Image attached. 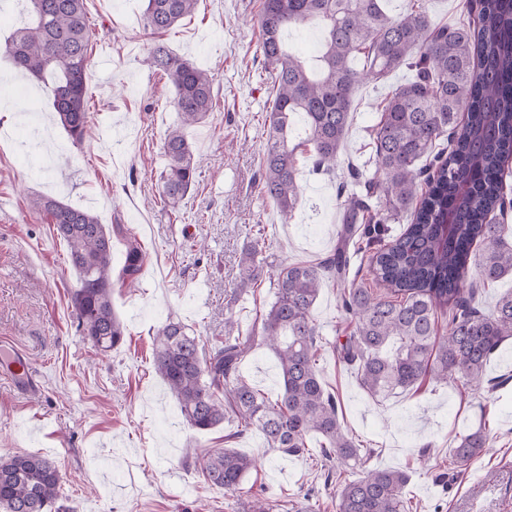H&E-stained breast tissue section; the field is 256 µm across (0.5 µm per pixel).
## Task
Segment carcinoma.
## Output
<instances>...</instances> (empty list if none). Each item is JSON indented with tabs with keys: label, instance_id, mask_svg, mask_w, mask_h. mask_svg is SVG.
<instances>
[{
	"label": "carcinoma",
	"instance_id": "cac0c4a2",
	"mask_svg": "<svg viewBox=\"0 0 512 512\" xmlns=\"http://www.w3.org/2000/svg\"><path fill=\"white\" fill-rule=\"evenodd\" d=\"M29 22L15 29L4 52L23 74L41 82L57 122L75 145L90 128L86 99L92 28L86 0H22ZM383 0H263L257 18L260 51L272 74L274 96L266 113V147L260 188L282 215L293 216L301 189L297 156L328 170L343 148L355 89L406 66L412 79L397 86L370 129L376 164L372 176L351 171L354 189L340 191L341 228L336 249L319 263L277 266L259 243L239 264L240 286L269 280L273 300L247 337L224 322V339L200 344L186 326L170 321L156 332L154 366L176 397L183 420L197 431L228 421L230 440L256 428L267 446L284 455L308 454L307 437H323V459L336 463L337 512H413L401 469H363L371 449L361 447L338 414L336 396L323 385L317 365L320 327L312 316L321 289L341 287L342 309L353 324L337 358L357 370L361 387L386 399L421 387L430 378L471 391L486 383V365L512 338V292L493 312L476 306L469 282L476 268L482 283L512 276V226L504 223L512 192V0H467V22L448 27L412 3L397 16ZM198 0H146L143 28L160 35L192 15ZM314 20L323 23L320 55L310 64L287 52L284 35ZM360 55L363 68L352 60ZM171 84L180 125L163 141L161 197L174 204L195 183L197 155L183 128L214 110V79L157 40L145 57ZM306 137L290 144L297 116ZM69 247L79 287L71 296L78 326L102 354L124 336L112 308V238L125 241L118 279L134 280L146 253L120 221L108 227L97 215L52 196L31 200ZM406 229L386 241L387 222ZM368 258L377 283L390 290L375 297L348 280L351 256ZM448 315V335H437V311ZM260 341L278 360L283 389L275 402L244 378L241 365ZM485 427L460 436L448 450L455 475L486 452ZM255 468L232 448L209 454L202 472L214 486L234 491ZM61 474L35 454L0 457V512H61Z\"/></svg>",
	"mask_w": 512,
	"mask_h": 512
}]
</instances>
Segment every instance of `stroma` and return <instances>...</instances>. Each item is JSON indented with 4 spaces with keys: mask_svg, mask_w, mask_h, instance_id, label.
Here are the masks:
<instances>
[{
    "mask_svg": "<svg viewBox=\"0 0 512 512\" xmlns=\"http://www.w3.org/2000/svg\"><path fill=\"white\" fill-rule=\"evenodd\" d=\"M261 2L199 0L163 37L216 76L214 110L189 131L202 159L196 182L175 207L161 199L158 179L163 139L178 116L166 76L142 63L150 43L140 24L144 0H86L103 38L91 53L93 120L82 145L54 124L48 91L14 76L0 50V352L25 351L38 380L34 393L21 395L0 376V456L31 453L54 462L70 512H247L260 492L273 512H336V478L317 458L318 435L308 439L307 460L267 450L256 429L236 439L227 423L193 430L153 363L161 325L181 322L209 344L223 336L225 318L249 328L257 308L271 301L268 285L239 288L241 253L257 228L279 264L315 263L335 249L339 187L349 169L373 174L368 129L380 102L412 76L403 67L356 89L335 170L316 172L300 158L301 200L284 219L258 184L272 99L258 50ZM38 195L89 209L106 225L121 217L146 253L137 281L113 284L125 330L108 354H96L78 327L71 294L79 281L66 242L30 207ZM313 315L328 341L347 336L338 288L322 289ZM320 370L348 430L373 450L368 467L408 471L416 512H512V340L487 364L497 384L488 393L431 383L376 400L332 350H323ZM242 373L268 397L282 390L265 346L253 347ZM481 425L487 453L463 475L435 483L448 469L449 448ZM227 444L257 460L233 492L210 485L200 470L206 454Z\"/></svg>",
    "mask_w": 512,
    "mask_h": 512,
    "instance_id": "obj_1",
    "label": "stroma"
}]
</instances>
